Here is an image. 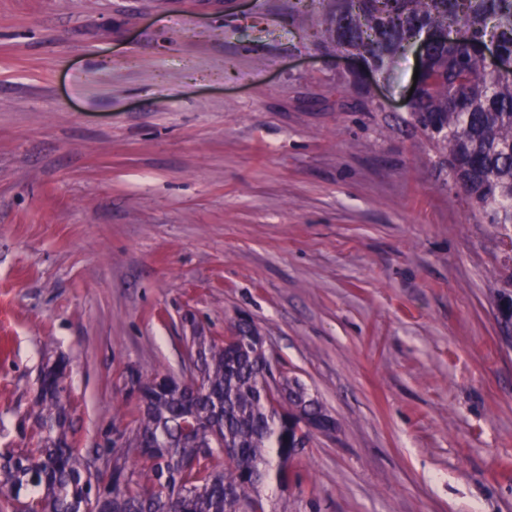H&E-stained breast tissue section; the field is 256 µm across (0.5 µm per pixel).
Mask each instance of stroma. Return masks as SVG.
Returning a JSON list of instances; mask_svg holds the SVG:
<instances>
[{"mask_svg": "<svg viewBox=\"0 0 512 512\" xmlns=\"http://www.w3.org/2000/svg\"><path fill=\"white\" fill-rule=\"evenodd\" d=\"M294 0H0V453L65 368L73 441L247 318L336 421L265 512H512L496 229Z\"/></svg>", "mask_w": 512, "mask_h": 512, "instance_id": "1", "label": "stroma"}]
</instances>
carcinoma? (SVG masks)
Returning a JSON list of instances; mask_svg holds the SVG:
<instances>
[{
    "label": "carcinoma",
    "instance_id": "cac0c4a2",
    "mask_svg": "<svg viewBox=\"0 0 512 512\" xmlns=\"http://www.w3.org/2000/svg\"><path fill=\"white\" fill-rule=\"evenodd\" d=\"M322 42L387 78L414 41L428 35L425 70L409 123L442 155L448 181L467 206L512 247V76L496 73L474 44L490 37L512 52V0H297ZM252 323L228 339L194 337L198 377L132 381L137 414L108 454L120 471L101 501L103 473L69 438L59 367L44 373L31 447L0 454V512H265L262 489L288 488L305 447L306 423L329 420L318 400L271 364ZM139 448L143 459L130 468Z\"/></svg>",
    "mask_w": 512,
    "mask_h": 512
}]
</instances>
